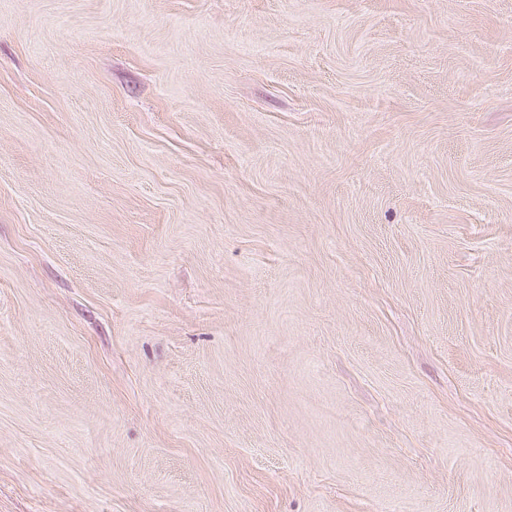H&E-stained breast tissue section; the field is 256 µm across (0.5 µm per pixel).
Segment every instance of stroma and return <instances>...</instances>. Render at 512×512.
Here are the masks:
<instances>
[{
	"label": "stroma",
	"instance_id": "1",
	"mask_svg": "<svg viewBox=\"0 0 512 512\" xmlns=\"http://www.w3.org/2000/svg\"><path fill=\"white\" fill-rule=\"evenodd\" d=\"M0 512H512V0H0Z\"/></svg>",
	"mask_w": 512,
	"mask_h": 512
}]
</instances>
